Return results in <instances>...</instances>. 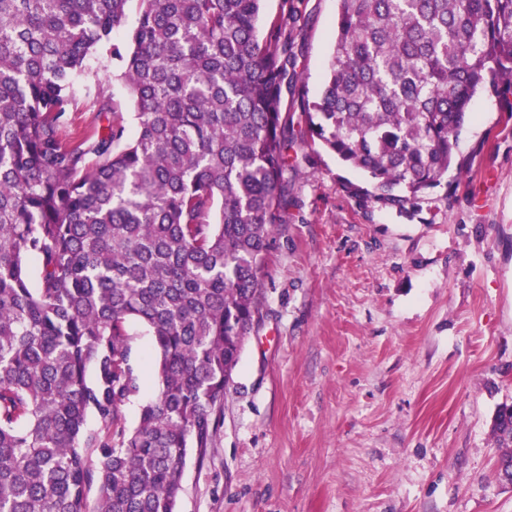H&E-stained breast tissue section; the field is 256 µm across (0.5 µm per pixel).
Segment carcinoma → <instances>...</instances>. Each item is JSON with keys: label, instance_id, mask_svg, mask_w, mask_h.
I'll use <instances>...</instances> for the list:
<instances>
[{"label": "carcinoma", "instance_id": "cac0c4a2", "mask_svg": "<svg viewBox=\"0 0 512 512\" xmlns=\"http://www.w3.org/2000/svg\"><path fill=\"white\" fill-rule=\"evenodd\" d=\"M0 0V512H176L203 459L288 203L300 138L385 205L441 184L471 99L512 86V0H338L322 96L295 69L293 0ZM118 71L134 135L66 139L74 77ZM39 265L32 287L27 262ZM157 353L139 389L127 324ZM95 377L88 380V370ZM492 426L512 461V415ZM102 427L85 428L87 413ZM130 363L138 376L140 390L120 407L124 425L127 430H133L139 421L140 408L154 398L156 394L155 365L156 351L152 337L138 323L128 326Z\"/></svg>", "mask_w": 512, "mask_h": 512}]
</instances>
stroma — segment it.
I'll return each instance as SVG.
<instances>
[{
    "label": "stroma",
    "instance_id": "stroma-1",
    "mask_svg": "<svg viewBox=\"0 0 512 512\" xmlns=\"http://www.w3.org/2000/svg\"><path fill=\"white\" fill-rule=\"evenodd\" d=\"M294 5L315 100L338 4ZM87 67L128 118L112 66ZM293 152L261 311L178 512H512L491 435L512 403V90L474 96L447 175L402 209L334 156ZM128 333L131 430L156 394V351L140 324Z\"/></svg>",
    "mask_w": 512,
    "mask_h": 512
}]
</instances>
